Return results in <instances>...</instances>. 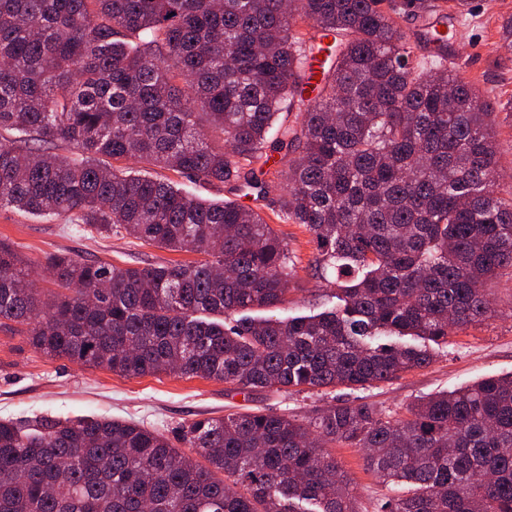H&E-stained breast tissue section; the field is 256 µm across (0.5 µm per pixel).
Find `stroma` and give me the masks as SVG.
Segmentation results:
<instances>
[{
  "instance_id": "obj_1",
  "label": "stroma",
  "mask_w": 512,
  "mask_h": 512,
  "mask_svg": "<svg viewBox=\"0 0 512 512\" xmlns=\"http://www.w3.org/2000/svg\"><path fill=\"white\" fill-rule=\"evenodd\" d=\"M468 19L453 26L450 52L462 76L483 95L512 98V49L499 46V27L512 15V0H472ZM244 205L259 210L281 235L296 258V290L290 291L281 316L307 315L327 303L333 286L314 274L316 250L311 235L295 224L278 222L276 197L247 196ZM0 240L32 262L66 253L117 266H147L196 258L127 236L88 237L76 227L48 223L9 209L0 210ZM492 317L460 331L437 347L434 362L369 390L331 392L254 391L244 394L224 382L161 373L125 377L112 371L52 358L32 347L12 328L0 327V420H22L36 414L97 415L131 420L177 440L194 420L232 412L263 409L308 421L328 405L368 402L386 411H403L416 399L478 379L512 373V269L503 270L489 286ZM341 461L360 512H379L386 486L364 466L357 448H333Z\"/></svg>"
}]
</instances>
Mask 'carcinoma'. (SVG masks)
Here are the masks:
<instances>
[{
	"label": "carcinoma",
	"mask_w": 512,
	"mask_h": 512,
	"mask_svg": "<svg viewBox=\"0 0 512 512\" xmlns=\"http://www.w3.org/2000/svg\"><path fill=\"white\" fill-rule=\"evenodd\" d=\"M438 0H0V209L129 236L191 263L121 267L0 241V326L126 377L240 392L372 387L429 366L427 343L492 316L512 268L496 113L448 63ZM433 19L420 57L398 19ZM293 120H288V117ZM65 144L71 156L53 149ZM296 153L288 169L275 155ZM194 182L279 194L316 243L334 306L288 302L295 264L254 208ZM174 447L134 421H0V512H358L336 457L365 451L381 512H512V373L405 413L331 405L191 422Z\"/></svg>",
	"instance_id": "carcinoma-1"
}]
</instances>
